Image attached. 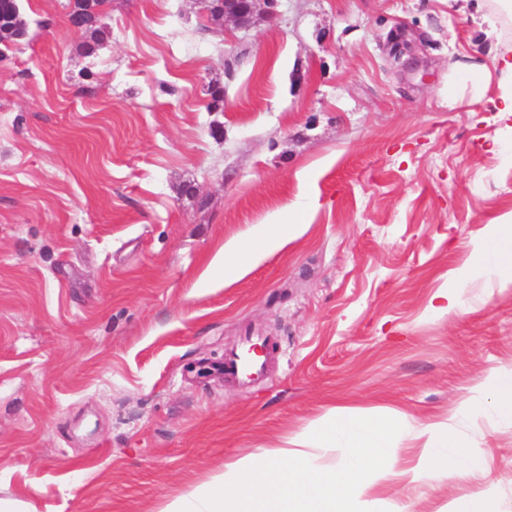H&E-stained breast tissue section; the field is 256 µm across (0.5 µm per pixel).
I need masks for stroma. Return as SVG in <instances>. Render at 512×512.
<instances>
[{"label":"stroma","mask_w":512,"mask_h":512,"mask_svg":"<svg viewBox=\"0 0 512 512\" xmlns=\"http://www.w3.org/2000/svg\"><path fill=\"white\" fill-rule=\"evenodd\" d=\"M67 2L19 0L0 52V500L157 512L332 407L423 420L512 368V292L426 311L512 210V136L490 149L512 118L448 107L512 27L487 39L469 0H279L249 29L112 0L87 56ZM273 222L306 230L225 283L218 249ZM249 334L275 344L264 379L194 373ZM464 434L511 498L512 427ZM477 488L390 492L437 512ZM18 8V18L16 23L3 22L13 21L16 18V8ZM27 35V24L24 20L17 0H0V44H14L24 39Z\"/></svg>","instance_id":"stroma-1"}]
</instances>
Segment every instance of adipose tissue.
Segmentation results:
<instances>
[{
	"label": "adipose tissue",
	"mask_w": 512,
	"mask_h": 512,
	"mask_svg": "<svg viewBox=\"0 0 512 512\" xmlns=\"http://www.w3.org/2000/svg\"><path fill=\"white\" fill-rule=\"evenodd\" d=\"M490 97L496 112L512 116V48L494 65L466 69L448 87V106ZM295 224H277L264 235L224 245V277L243 275L251 263L292 240ZM493 280L512 290V210L484 225L472 238L464 259L448 271L447 281L431 296V315L458 314L467 289ZM481 422L512 427V371H495L477 381L447 416L423 422L407 415H373L334 407L303 431L292 445L259 448L225 463L223 471L189 491L167 498L159 512H406L389 496L395 481L432 487L445 482L482 479V488L451 499L440 512H512L489 479L482 451L469 448L463 428ZM344 448L341 461L316 462L319 449Z\"/></svg>",
	"instance_id": "obj_1"
}]
</instances>
